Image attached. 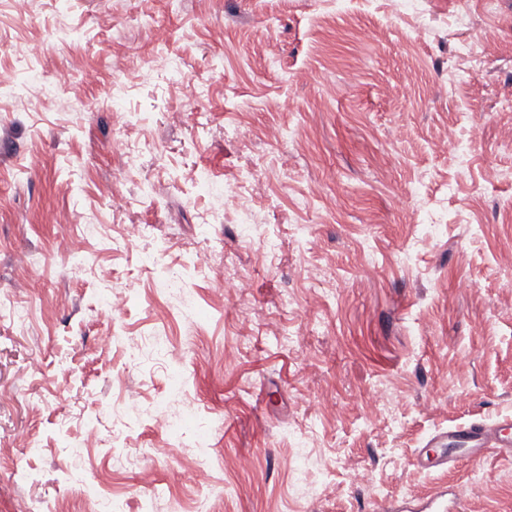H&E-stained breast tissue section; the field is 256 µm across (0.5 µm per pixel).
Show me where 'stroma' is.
<instances>
[{
  "label": "stroma",
  "mask_w": 512,
  "mask_h": 512,
  "mask_svg": "<svg viewBox=\"0 0 512 512\" xmlns=\"http://www.w3.org/2000/svg\"><path fill=\"white\" fill-rule=\"evenodd\" d=\"M88 67L96 84L54 87ZM202 175L243 191L200 193ZM207 247L249 288L215 291L193 262ZM172 273L196 308L163 292ZM1 296L29 320L0 316V512H189L200 491L178 474L201 462L216 512H419L438 486L512 512V461L418 463L435 431L512 417V0L0 14ZM119 455L115 510L100 480Z\"/></svg>",
  "instance_id": "35a3bbf8"
}]
</instances>
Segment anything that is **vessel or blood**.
Here are the masks:
<instances>
[{
	"label": "vessel or blood",
	"instance_id": "b4317fda",
	"mask_svg": "<svg viewBox=\"0 0 512 512\" xmlns=\"http://www.w3.org/2000/svg\"><path fill=\"white\" fill-rule=\"evenodd\" d=\"M430 445L440 448L437 456H426L421 464L431 469L450 466L455 462L454 457L443 454V447L457 445L464 448L469 461H481L489 450H498L507 460L512 459V419L499 418L493 422L460 424L437 432L429 440ZM461 490L448 491L437 489L428 498L429 512H461Z\"/></svg>",
	"mask_w": 512,
	"mask_h": 512
}]
</instances>
